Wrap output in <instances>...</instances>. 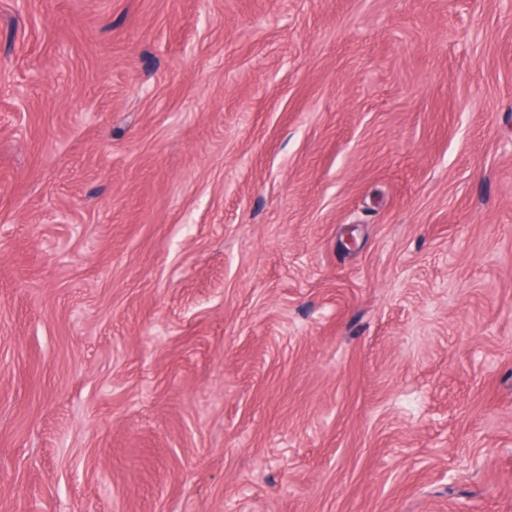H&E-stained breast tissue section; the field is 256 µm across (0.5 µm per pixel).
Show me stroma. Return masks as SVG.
Segmentation results:
<instances>
[{
    "instance_id": "1",
    "label": "stroma",
    "mask_w": 512,
    "mask_h": 512,
    "mask_svg": "<svg viewBox=\"0 0 512 512\" xmlns=\"http://www.w3.org/2000/svg\"><path fill=\"white\" fill-rule=\"evenodd\" d=\"M0 512H512V0H0Z\"/></svg>"
}]
</instances>
